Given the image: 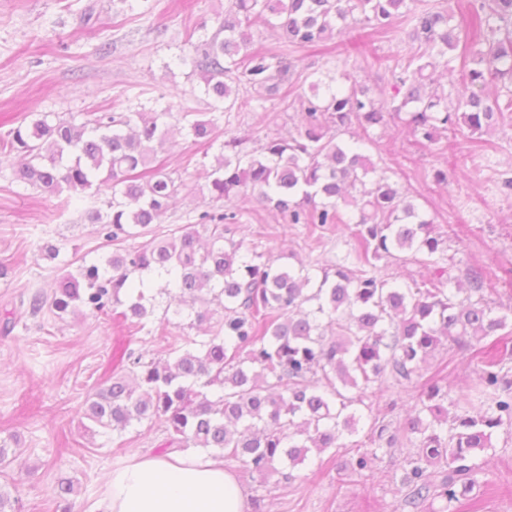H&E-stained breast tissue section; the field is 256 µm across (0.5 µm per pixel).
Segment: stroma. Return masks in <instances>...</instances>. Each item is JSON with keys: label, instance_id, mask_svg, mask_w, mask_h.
Segmentation results:
<instances>
[{"label": "stroma", "instance_id": "stroma-1", "mask_svg": "<svg viewBox=\"0 0 512 512\" xmlns=\"http://www.w3.org/2000/svg\"><path fill=\"white\" fill-rule=\"evenodd\" d=\"M228 0H0V134L6 120L35 118L49 112L82 120L88 112H123L137 103L165 97L173 111L206 109L186 58L193 47L187 35L201 21H213ZM92 12L84 22V12ZM406 22L374 35L361 54L341 56L335 43L326 48H286L265 31L254 34L255 48L273 56L288 55L299 68L329 76H348L380 98L392 93L391 69L410 52ZM300 73L273 95L253 96L249 106L234 110L229 134L258 146L266 137L295 131L297 95L307 93ZM206 148L173 134L165 155L169 169L182 176L181 200L168 212L157 234L192 223L212 209L200 190L197 172ZM367 153L391 181L447 234L453 273L482 270L487 294L512 305V285L503 271L512 268V193L501 187V175L512 174V114L489 133L461 130L447 142H419L399 121L369 131ZM448 172L436 183L435 170ZM11 161L0 160V316L20 312L10 334L0 333V436L16 435L15 460L9 468L23 512H53L59 476L75 480L73 512H98L114 469L131 456L155 453L166 433L161 424L143 423L123 434H90L86 399L110 375L112 346L128 344L148 357L163 360L167 347L182 343L190 330L170 326L167 337L128 335L113 323L91 318L21 313L20 300L50 291L60 261L95 258L106 249L94 225L79 210H61L60 197L10 181ZM234 239L260 253L281 249L306 263L326 267L344 253L351 238L347 226L311 232L287 224L271 209L253 201L238 204ZM60 246L59 261L41 259L43 246ZM481 363L473 349L438 350L424 375L442 374L459 388H469ZM405 449H383L372 473L339 480L337 467L350 458L340 448L322 455V466L297 469L292 480L272 476L254 480L237 460H225L246 499L263 512H393L394 477L400 476ZM487 465L475 493L481 512H512V431H498L483 454Z\"/></svg>", "mask_w": 512, "mask_h": 512}]
</instances>
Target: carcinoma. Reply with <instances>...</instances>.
I'll return each instance as SVG.
<instances>
[{
	"label": "carcinoma",
	"instance_id": "obj_1",
	"mask_svg": "<svg viewBox=\"0 0 512 512\" xmlns=\"http://www.w3.org/2000/svg\"><path fill=\"white\" fill-rule=\"evenodd\" d=\"M402 18L414 53L392 70L391 97L376 99L356 82L341 87L313 71L310 93L298 96L295 135L270 137L252 151L239 137L220 140L225 113L248 103L240 93L271 95L293 74L288 57L275 61L253 48L255 29L277 30L286 47H318L348 31L387 30ZM469 18L473 40L461 38L436 3L230 0L213 31L205 21L194 28L190 64L207 111L174 113L156 100L126 112H88L80 123L23 119L0 137V156L24 155L12 182L69 192L65 206L80 209L112 247L63 271L51 292L31 295V314L113 319L130 333L160 337L175 318L202 332L170 347L163 361L114 346L112 375L87 400L90 431L121 434L159 423L165 451L202 448L241 460L261 482L275 474L290 480L342 435L359 434L364 410L373 407L367 399L412 385L413 412L391 431L372 424L338 471L348 478L370 470L385 446L411 448L400 508L457 512L472 501L481 453L493 447L497 431L512 428L505 332L512 306L485 298L479 272H467L464 283L451 274L443 236L363 150V136L389 116L434 143L450 128L488 133L512 111V89L487 92L496 81L512 82V0H469ZM458 58L467 93L453 103L436 74L451 71ZM169 118L194 142L219 145L198 178L224 208L160 236L153 225L163 223L184 186L158 160ZM248 193L287 224L322 231L352 224L355 243L332 273L315 264L287 267L282 253L245 248L228 232L234 201ZM98 196L107 197V210L96 206ZM129 239L139 243L126 248ZM384 259L413 261L433 277L400 285L378 266ZM159 308L163 317L154 323ZM488 338L473 393L452 398L444 379L423 378L437 349L473 348ZM76 494L73 480L59 478L58 512H72ZM0 512H22L19 498L1 485Z\"/></svg>",
	"mask_w": 512,
	"mask_h": 512
}]
</instances>
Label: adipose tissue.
<instances>
[{"mask_svg": "<svg viewBox=\"0 0 512 512\" xmlns=\"http://www.w3.org/2000/svg\"><path fill=\"white\" fill-rule=\"evenodd\" d=\"M99 512H245V496L223 461L191 449L113 470Z\"/></svg>", "mask_w": 512, "mask_h": 512, "instance_id": "obj_1", "label": "adipose tissue"}]
</instances>
